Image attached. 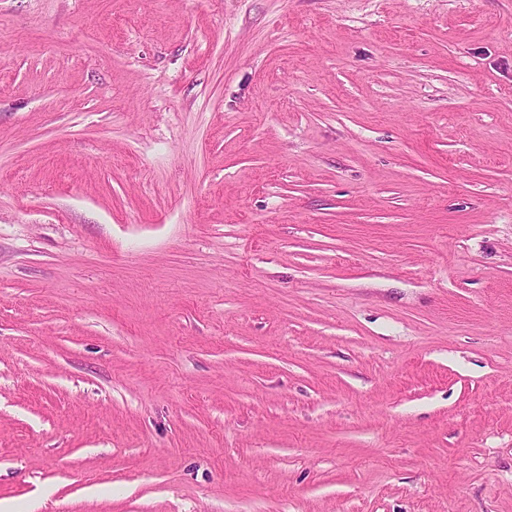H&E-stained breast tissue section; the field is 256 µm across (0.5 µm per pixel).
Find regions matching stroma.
<instances>
[{
  "instance_id": "obj_1",
  "label": "stroma",
  "mask_w": 512,
  "mask_h": 512,
  "mask_svg": "<svg viewBox=\"0 0 512 512\" xmlns=\"http://www.w3.org/2000/svg\"><path fill=\"white\" fill-rule=\"evenodd\" d=\"M512 512V0H0V501Z\"/></svg>"
}]
</instances>
